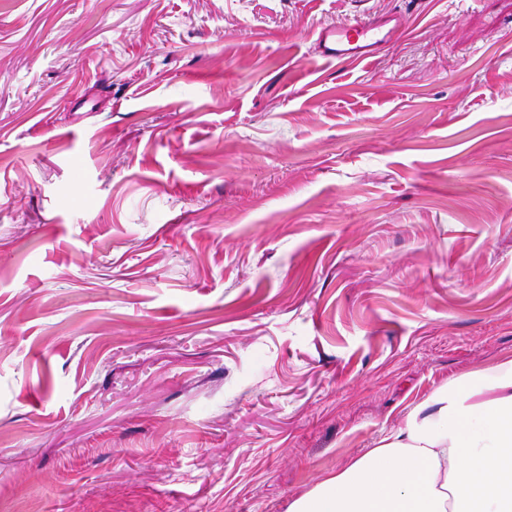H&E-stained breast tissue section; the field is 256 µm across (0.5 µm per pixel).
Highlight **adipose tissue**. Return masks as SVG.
<instances>
[{
    "mask_svg": "<svg viewBox=\"0 0 512 512\" xmlns=\"http://www.w3.org/2000/svg\"><path fill=\"white\" fill-rule=\"evenodd\" d=\"M290 512H512V359L438 388Z\"/></svg>",
    "mask_w": 512,
    "mask_h": 512,
    "instance_id": "1",
    "label": "adipose tissue"
}]
</instances>
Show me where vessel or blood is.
I'll use <instances>...</instances> for the list:
<instances>
[{
    "label": "vessel or blood",
    "mask_w": 512,
    "mask_h": 512,
    "mask_svg": "<svg viewBox=\"0 0 512 512\" xmlns=\"http://www.w3.org/2000/svg\"><path fill=\"white\" fill-rule=\"evenodd\" d=\"M397 27L374 17L345 24H328L318 32L319 55L327 61H364L379 54L396 36Z\"/></svg>",
    "instance_id": "obj_1"
}]
</instances>
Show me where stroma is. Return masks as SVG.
<instances>
[{
	"instance_id": "obj_1",
	"label": "stroma",
	"mask_w": 512,
	"mask_h": 512,
	"mask_svg": "<svg viewBox=\"0 0 512 512\" xmlns=\"http://www.w3.org/2000/svg\"><path fill=\"white\" fill-rule=\"evenodd\" d=\"M511 357L512 0H0V512H288ZM374 17L345 24H328L318 32L319 56L327 61L362 62L379 54L397 35L401 23Z\"/></svg>"
}]
</instances>
